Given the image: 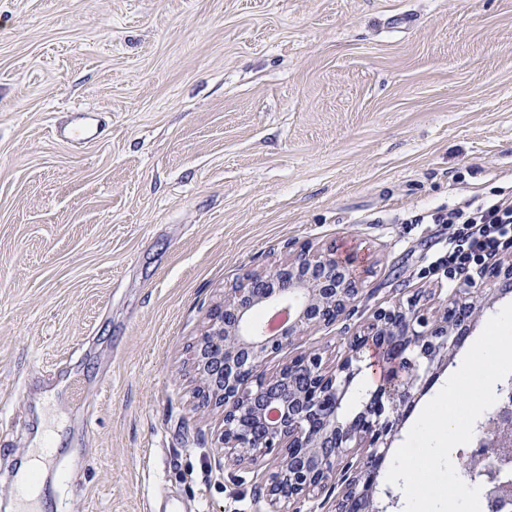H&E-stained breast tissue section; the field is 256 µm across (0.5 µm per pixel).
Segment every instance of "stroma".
I'll return each mask as SVG.
<instances>
[{"mask_svg":"<svg viewBox=\"0 0 512 512\" xmlns=\"http://www.w3.org/2000/svg\"><path fill=\"white\" fill-rule=\"evenodd\" d=\"M101 117L99 138L52 126ZM512 191V0H0V512H261L191 346L287 248L363 295L447 288L420 216ZM50 440L49 437H46L41 448H36L32 453V459H31V462H30V467L24 471H22L20 474H19V477H18V483H19V486L21 487L22 485H24L25 483H33L36 487L35 491L32 492V493H29V494H24V496L19 499L18 498V503H19V507L22 508V509H25V510H34L36 508L39 507V486L38 484L36 483L35 479H34V471L36 469H38L39 467H36L37 464H39V460L41 459V457L49 451V448H44L45 447V444H46V441Z\"/></svg>","mask_w":512,"mask_h":512,"instance_id":"35a3bbf8","label":"stroma"}]
</instances>
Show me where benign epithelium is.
<instances>
[{"label":"benign epithelium","mask_w":512,"mask_h":512,"mask_svg":"<svg viewBox=\"0 0 512 512\" xmlns=\"http://www.w3.org/2000/svg\"><path fill=\"white\" fill-rule=\"evenodd\" d=\"M486 287L458 288L435 307L421 296L376 308L334 359L304 350L273 374L268 358L299 345L303 333L335 324L362 296V276L336 250L302 248L267 270L251 272L208 312L193 346L196 395L222 416L227 467L263 470V512H301L340 488L334 512H384L375 494L379 470L404 415L427 385L452 363L492 300L512 292V259L485 273ZM265 306L284 311L276 330L253 324ZM366 351L403 365L401 378L378 387L349 423L339 410ZM272 410L278 416L270 418ZM512 457V387L496 417L463 463L495 512L512 505L503 466Z\"/></svg>","instance_id":"benign-epithelium-1"}]
</instances>
